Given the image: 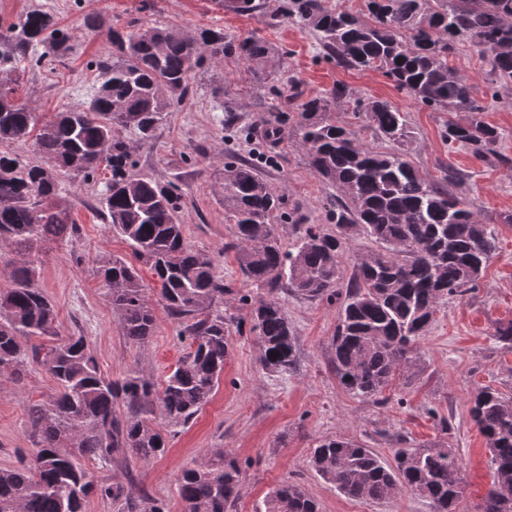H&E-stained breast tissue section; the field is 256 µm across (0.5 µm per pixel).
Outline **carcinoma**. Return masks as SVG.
<instances>
[{"label": "carcinoma", "mask_w": 512, "mask_h": 512, "mask_svg": "<svg viewBox=\"0 0 512 512\" xmlns=\"http://www.w3.org/2000/svg\"><path fill=\"white\" fill-rule=\"evenodd\" d=\"M282 15L309 29L336 66L381 69L421 104L466 113L446 126L448 144L477 158L496 152L499 133L482 120L483 106L448 66V56L467 43L490 65L491 80L512 83V0H383L377 5L371 0L358 14L335 11L325 0H285ZM69 40L41 10L0 27V256L5 251L11 256V284L0 289V378L22 380L29 355H37L36 347L28 351L21 340L57 335L54 308L38 278L43 248L77 232L62 203L63 171L85 178L102 166L110 171L103 201L112 231L154 271L158 295L171 314L195 322L181 330L190 340L188 354L158 390L140 376L120 382L105 378L82 336L52 346L40 365L59 391L51 404L29 410L36 438L30 459L0 468V512H84L97 491L114 501L129 499L122 485H96L82 460L122 452L149 463L166 448L164 434L148 416L150 408L157 404L168 423L185 425L209 401L229 348L224 316L202 313L232 289L214 259L185 242L174 189L128 174L129 147L119 130L133 129L150 139L173 95L188 92L194 70L206 60L242 61L259 82L276 76L271 50L259 39H232L212 28L193 37L156 26L114 30L112 54L95 63L100 81L89 104L59 112L39 126L35 113L16 101L14 73L29 58L38 66L69 50ZM349 99L348 87L338 83L296 105L308 163L336 189L328 210L336 233L308 224L286 250L274 224L282 198L253 165L224 163L219 186L233 222L239 269L257 290L250 321L262 365L286 372L295 363L283 290L334 297L336 376L353 395L376 398L412 363L440 300L462 298L477 287L495 239L455 191L458 174L446 171L430 183L408 160L407 113L383 100L356 101L355 114L392 145L377 150L336 121V105ZM32 133L37 161L11 150ZM354 228L382 249L356 253L343 289L340 264ZM98 274L123 335L138 343L147 340L155 320L138 268L114 258L102 262ZM119 399L133 410L125 419L114 409ZM470 418L486 439L494 470L481 512H512V399L486 386L474 396ZM311 463L350 499L381 501L411 492L429 500L433 512H458L461 465L442 445L414 448L401 441L392 449V461L385 462L358 442L329 438L314 448ZM242 480L236 458L222 449L207 453L178 477L184 512H229ZM264 506L265 512H320L319 503L292 481L275 488Z\"/></svg>", "instance_id": "carcinoma-1"}]
</instances>
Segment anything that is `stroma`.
Returning a JSON list of instances; mask_svg holds the SVG:
<instances>
[{
	"label": "stroma",
	"mask_w": 512,
	"mask_h": 512,
	"mask_svg": "<svg viewBox=\"0 0 512 512\" xmlns=\"http://www.w3.org/2000/svg\"><path fill=\"white\" fill-rule=\"evenodd\" d=\"M278 5L279 0H267L265 10L246 14L227 9L224 0H0V25L40 8L70 36V50L56 55L50 68L34 70L24 62L16 73L17 97L42 122L89 103L96 85L94 63L111 52L116 28L158 26L186 35L214 28L234 38L256 37L270 46L283 76L273 87L253 82L242 63L206 62L196 70L189 93L173 103L150 140L129 129L122 133L132 173L177 186L187 244L208 253L232 288L214 307L228 319L229 355L217 391L187 425L168 427L163 417H156L168 446L149 465L123 453L106 463L87 461L97 484H131L133 498L114 501L96 494L85 510L141 512L143 499L149 497L168 512H182L178 475L208 451L221 448L245 470L231 512H258L268 492L286 480L300 482L321 512H432L428 500L411 493L359 501L325 483L312 469L311 455L319 441L340 437L364 444L385 460L402 438L415 447L439 443L451 448L462 466L459 512H478L492 469L485 440L470 418L471 400L486 385L512 398V345L494 335L496 328L512 324V84L491 95L488 67L467 45H458L448 57L449 66L484 106V121L501 135L497 154L476 159L444 139L451 113L418 103L383 71L337 67L324 58L308 29L272 21ZM339 82L354 97L385 100L407 112L409 158L415 169L429 182L445 169L460 172V193L497 242L475 290L440 301L412 365L374 399L354 396L336 376L332 338L337 304L324 297L284 295L297 363L285 374L262 367L260 344L250 329V306L241 300L253 288L244 281L230 247L232 226L218 190L227 158L244 159L283 194L284 210L294 216L278 226L285 248H292L300 226L328 225L325 200L333 189L310 168L293 121L273 105L277 94L295 92L306 98L327 93ZM269 125L281 128L273 143L263 137ZM60 182L79 231L41 256L39 286L55 308L57 336L84 337L112 380L138 375L161 385L188 351L189 341L180 335L182 323L157 301L152 336L136 344L123 335L96 269L103 260L130 262L134 255L104 219V179L64 174ZM57 336L35 339L34 344L47 351ZM56 391L55 381L35 363L21 382L0 383V467L30 457L34 439L28 411L48 404Z\"/></svg>",
	"instance_id": "35a3bbf8"
}]
</instances>
